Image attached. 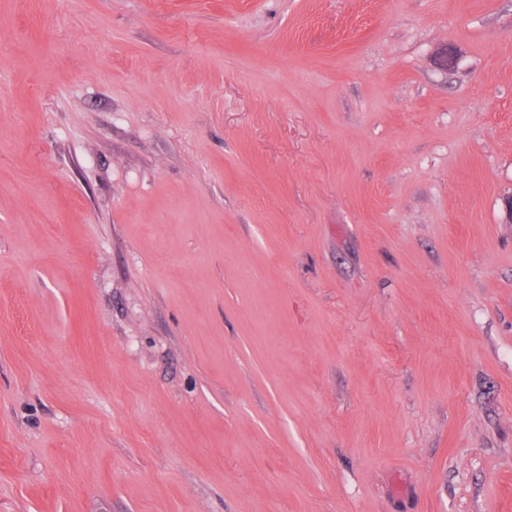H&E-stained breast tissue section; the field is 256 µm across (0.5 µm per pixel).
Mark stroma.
Returning <instances> with one entry per match:
<instances>
[{
	"label": "stroma",
	"mask_w": 512,
	"mask_h": 512,
	"mask_svg": "<svg viewBox=\"0 0 512 512\" xmlns=\"http://www.w3.org/2000/svg\"><path fill=\"white\" fill-rule=\"evenodd\" d=\"M509 196L512 0H0V512H512Z\"/></svg>",
	"instance_id": "1"
}]
</instances>
